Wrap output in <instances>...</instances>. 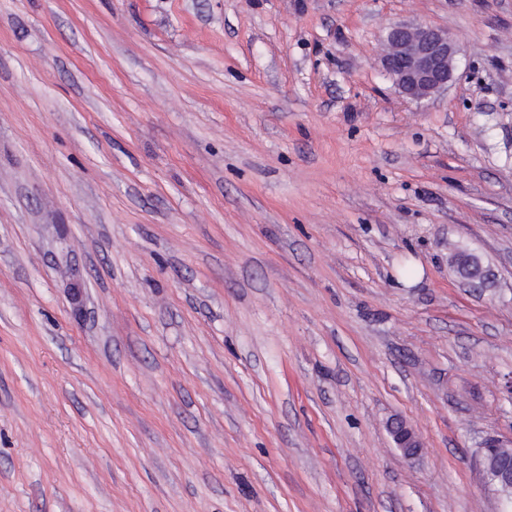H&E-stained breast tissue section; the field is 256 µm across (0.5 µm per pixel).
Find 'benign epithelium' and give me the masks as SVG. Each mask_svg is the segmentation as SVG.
<instances>
[{
    "label": "benign epithelium",
    "instance_id": "benign-epithelium-1",
    "mask_svg": "<svg viewBox=\"0 0 512 512\" xmlns=\"http://www.w3.org/2000/svg\"><path fill=\"white\" fill-rule=\"evenodd\" d=\"M386 46L381 59L382 67L395 80L404 96L420 101L447 88L456 53L447 32L428 26L398 23L388 29ZM458 270L459 276L475 288H484L489 283V270L474 253L464 255ZM388 430L403 456L417 454L421 441L413 428L403 422H393ZM502 447V441L486 439L479 449L478 462L487 486L507 501L512 497V456L499 455L498 449Z\"/></svg>",
    "mask_w": 512,
    "mask_h": 512
}]
</instances>
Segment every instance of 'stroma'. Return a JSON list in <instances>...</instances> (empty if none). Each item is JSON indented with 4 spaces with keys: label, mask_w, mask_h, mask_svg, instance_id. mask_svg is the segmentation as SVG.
Listing matches in <instances>:
<instances>
[{
    "label": "stroma",
    "mask_w": 512,
    "mask_h": 512,
    "mask_svg": "<svg viewBox=\"0 0 512 512\" xmlns=\"http://www.w3.org/2000/svg\"><path fill=\"white\" fill-rule=\"evenodd\" d=\"M489 437L512 0H0V512H503ZM386 46L382 67L404 96L420 101L447 88L456 53L448 32L398 23L388 29ZM459 276L475 288H484L489 283L490 273L474 253H466L458 267ZM396 448L404 457H412L421 448V441L415 430L403 422H391L388 427Z\"/></svg>",
    "instance_id": "35a3bbf8"
}]
</instances>
